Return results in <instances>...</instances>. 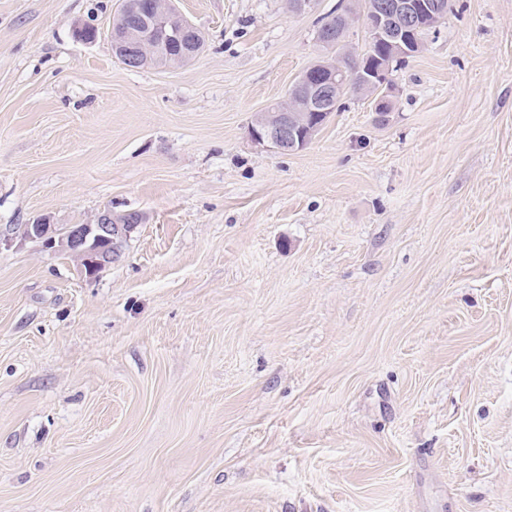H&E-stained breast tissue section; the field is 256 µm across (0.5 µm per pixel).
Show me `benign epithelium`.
Segmentation results:
<instances>
[{
  "label": "benign epithelium",
  "instance_id": "7a95c632",
  "mask_svg": "<svg viewBox=\"0 0 512 512\" xmlns=\"http://www.w3.org/2000/svg\"><path fill=\"white\" fill-rule=\"evenodd\" d=\"M149 12L141 0H124L121 15L112 22V47L132 67L141 58L160 54L157 31L167 35L186 34L195 27L175 9L173 0H150ZM139 22L130 26L127 15ZM448 14L447 0H345L336 29L320 34L319 44L328 46L307 66L273 111L256 117L249 127L253 142L287 154L305 148L327 120L343 105L351 87L372 101L377 120L388 121L394 102L391 67L395 59L419 54L425 45L421 33H435ZM361 26L370 39L385 46L382 56L365 64L363 74L350 70L346 61L354 53L351 35ZM140 220L122 221L106 210L91 224H68L60 229L46 216L35 218L16 238L41 241L55 252L77 260L89 278L120 255L122 244Z\"/></svg>",
  "mask_w": 512,
  "mask_h": 512
}]
</instances>
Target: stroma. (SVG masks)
<instances>
[{
	"label": "stroma",
	"mask_w": 512,
	"mask_h": 512,
	"mask_svg": "<svg viewBox=\"0 0 512 512\" xmlns=\"http://www.w3.org/2000/svg\"><path fill=\"white\" fill-rule=\"evenodd\" d=\"M336 3L175 0L204 51L131 70L118 0H0V234L142 217L0 247V512H512V0L253 144ZM140 219L120 220L112 210L100 213L91 224H68L64 229L50 224L49 218L39 216L14 237L3 239L2 243L20 241H41L55 252L66 254L77 260L85 275L94 277L99 269L112 263L120 255L122 244L138 226Z\"/></svg>",
	"instance_id": "35a3bbf8"
}]
</instances>
